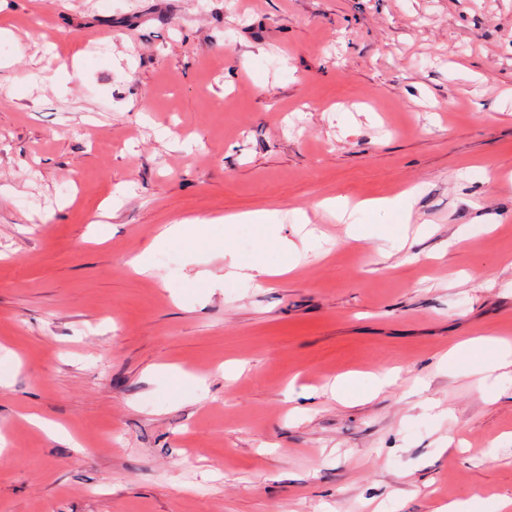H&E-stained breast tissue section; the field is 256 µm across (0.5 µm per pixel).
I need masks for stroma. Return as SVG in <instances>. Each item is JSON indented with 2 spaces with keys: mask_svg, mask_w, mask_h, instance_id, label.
Returning a JSON list of instances; mask_svg holds the SVG:
<instances>
[{
  "mask_svg": "<svg viewBox=\"0 0 512 512\" xmlns=\"http://www.w3.org/2000/svg\"><path fill=\"white\" fill-rule=\"evenodd\" d=\"M2 25L0 512L512 494V374L438 363L512 338V0H0ZM408 188L410 222L368 217L362 241L321 207ZM297 208L316 235L293 272L171 298L233 260L287 263L217 220L280 210L294 240ZM194 218L231 259L151 249ZM394 367L370 399L288 397Z\"/></svg>",
  "mask_w": 512,
  "mask_h": 512,
  "instance_id": "stroma-1",
  "label": "stroma"
}]
</instances>
